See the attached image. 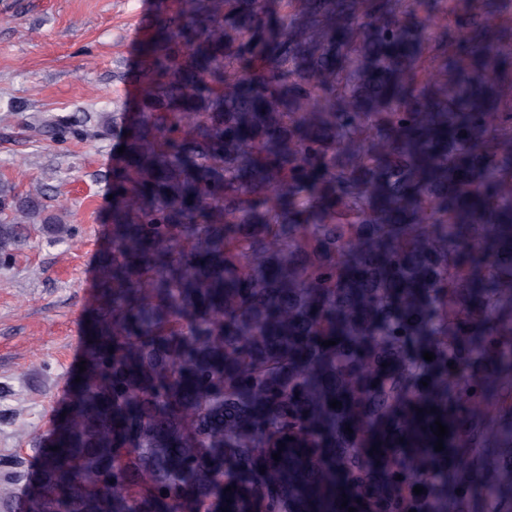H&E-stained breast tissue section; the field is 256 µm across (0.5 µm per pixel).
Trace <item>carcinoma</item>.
Instances as JSON below:
<instances>
[{"instance_id": "1", "label": "carcinoma", "mask_w": 512, "mask_h": 512, "mask_svg": "<svg viewBox=\"0 0 512 512\" xmlns=\"http://www.w3.org/2000/svg\"><path fill=\"white\" fill-rule=\"evenodd\" d=\"M499 33L493 11L450 29L426 0H156L134 100L24 123L125 152L86 371L31 456H0V512H255L257 488L300 512L353 476L356 512H508ZM51 201L0 183V264L36 225L73 240ZM362 446L387 455L360 469ZM450 455L468 461L451 478Z\"/></svg>"}]
</instances>
